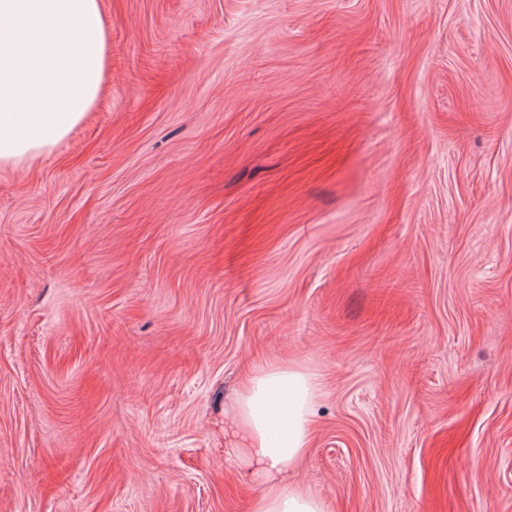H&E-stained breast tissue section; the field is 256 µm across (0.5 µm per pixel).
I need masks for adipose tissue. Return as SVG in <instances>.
<instances>
[{"label":"adipose tissue","mask_w":512,"mask_h":512,"mask_svg":"<svg viewBox=\"0 0 512 512\" xmlns=\"http://www.w3.org/2000/svg\"><path fill=\"white\" fill-rule=\"evenodd\" d=\"M107 36L100 0H0V168L50 154L96 104ZM319 377L270 359L244 376L232 417L237 463L264 486L250 512H326L284 473L308 451Z\"/></svg>","instance_id":"1"}]
</instances>
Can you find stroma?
I'll return each instance as SVG.
<instances>
[{"label": "stroma", "mask_w": 512, "mask_h": 512, "mask_svg": "<svg viewBox=\"0 0 512 512\" xmlns=\"http://www.w3.org/2000/svg\"><path fill=\"white\" fill-rule=\"evenodd\" d=\"M0 168V512H248L242 376L319 375L327 512H512V0H101Z\"/></svg>", "instance_id": "35a3bbf8"}]
</instances>
